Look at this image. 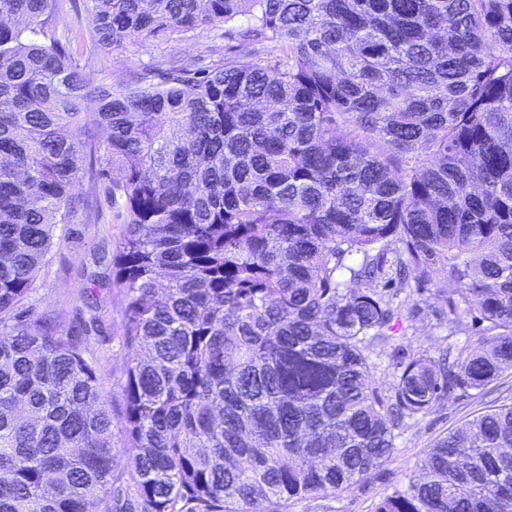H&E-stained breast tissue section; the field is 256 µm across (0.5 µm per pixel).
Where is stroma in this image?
<instances>
[{"instance_id":"1","label":"stroma","mask_w":512,"mask_h":512,"mask_svg":"<svg viewBox=\"0 0 512 512\" xmlns=\"http://www.w3.org/2000/svg\"><path fill=\"white\" fill-rule=\"evenodd\" d=\"M245 64L253 59L251 45L227 37L223 31L202 28L188 39L167 43L128 45L90 56L84 69L89 87L125 83L149 70L181 60L208 65L224 59ZM79 197L92 201L85 223L62 224L60 239L41 268L25 302L35 315H51L64 330L82 337L86 355L97 367L100 387L115 428L111 443L117 448L114 475L127 482L120 430L124 398L122 386L129 360L123 343L124 301L112 286V256L125 229L126 215L113 205L104 183L82 180ZM512 403V373L488 386L475 399L442 402L425 419L410 423L397 439V448L374 477L349 490L320 498L289 500L285 512H374L380 499L402 484L439 438L492 406Z\"/></svg>"}]
</instances>
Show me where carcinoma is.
<instances>
[{
  "mask_svg": "<svg viewBox=\"0 0 512 512\" xmlns=\"http://www.w3.org/2000/svg\"><path fill=\"white\" fill-rule=\"evenodd\" d=\"M90 2L99 50L203 25L261 47L90 112L58 0H0V512H276L512 371V0ZM87 174L127 220L125 486L95 363L19 310ZM428 319L477 337L451 363L396 343ZM374 512H512V403Z\"/></svg>",
  "mask_w": 512,
  "mask_h": 512,
  "instance_id": "cac0c4a2",
  "label": "carcinoma"
}]
</instances>
